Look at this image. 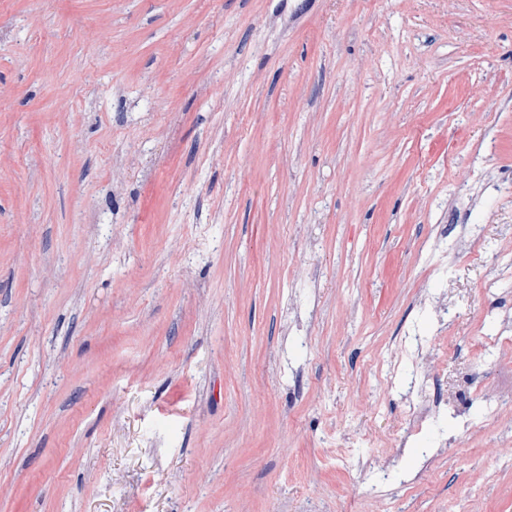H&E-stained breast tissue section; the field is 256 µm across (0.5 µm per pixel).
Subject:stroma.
Listing matches in <instances>:
<instances>
[{
  "label": "stroma",
  "instance_id": "stroma-1",
  "mask_svg": "<svg viewBox=\"0 0 512 512\" xmlns=\"http://www.w3.org/2000/svg\"><path fill=\"white\" fill-rule=\"evenodd\" d=\"M511 381L512 0H0V512H512Z\"/></svg>",
  "mask_w": 512,
  "mask_h": 512
}]
</instances>
